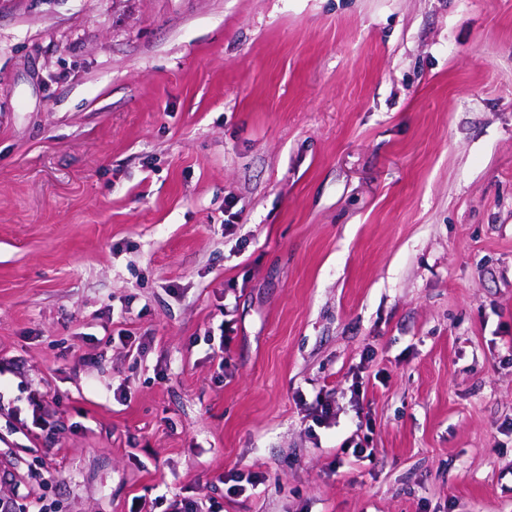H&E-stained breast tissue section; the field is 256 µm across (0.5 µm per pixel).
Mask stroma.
Segmentation results:
<instances>
[{
    "mask_svg": "<svg viewBox=\"0 0 512 512\" xmlns=\"http://www.w3.org/2000/svg\"><path fill=\"white\" fill-rule=\"evenodd\" d=\"M2 470L512 512V0H0Z\"/></svg>",
    "mask_w": 512,
    "mask_h": 512,
    "instance_id": "35a3bbf8",
    "label": "stroma"
}]
</instances>
